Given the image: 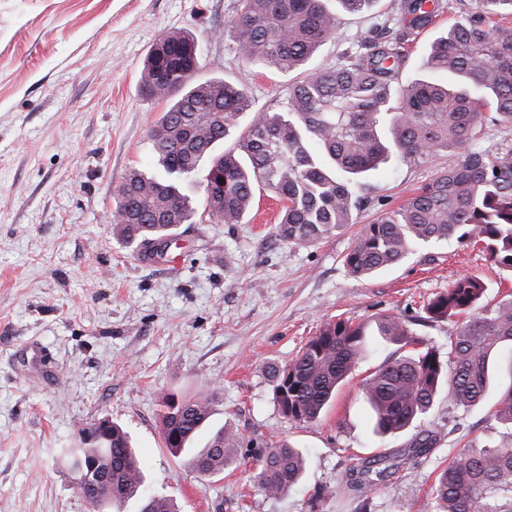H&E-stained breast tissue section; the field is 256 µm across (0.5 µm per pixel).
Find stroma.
<instances>
[{
  "mask_svg": "<svg viewBox=\"0 0 512 512\" xmlns=\"http://www.w3.org/2000/svg\"><path fill=\"white\" fill-rule=\"evenodd\" d=\"M412 43L403 81L418 78L428 42L448 30L457 0ZM237 0H0V512H91L73 483L65 451L77 432L107 418L129 432L145 474L144 493L174 497L181 512H309L321 486H336L350 464L394 454L410 434L372 433L364 378L395 350L380 337L339 387L321 418L295 423L274 398L270 370L291 362L323 322L383 316L409 321L417 337L447 346L456 321H430L422 302L466 273L487 299L512 297V271L482 244L418 246L370 278L343 264L364 224L398 208L438 169L448 150L394 164L368 179L369 205L355 223L307 246L276 233L280 202L256 189L242 223L197 214L181 225L165 257L139 255L117 232L116 188L132 168L152 171L147 134L167 108L140 89L143 63L166 31L191 34L202 52L196 79L247 89L254 108L278 109L303 70L244 62L227 20ZM378 0L345 16L309 69L334 64L387 10ZM307 68V69H308ZM37 345L56 375L45 387L24 378ZM213 392L216 425L245 437L284 439L306 458L301 480L273 497L248 465L213 476L172 454L160 429L166 395ZM490 406L468 415L440 394L428 415L437 444L419 466L400 469L370 492L372 512H437V472L469 446L501 443Z\"/></svg>",
  "mask_w": 512,
  "mask_h": 512,
  "instance_id": "obj_1",
  "label": "stroma"
}]
</instances>
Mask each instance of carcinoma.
<instances>
[{"instance_id": "cac0c4a2", "label": "carcinoma", "mask_w": 512, "mask_h": 512, "mask_svg": "<svg viewBox=\"0 0 512 512\" xmlns=\"http://www.w3.org/2000/svg\"><path fill=\"white\" fill-rule=\"evenodd\" d=\"M460 15L429 45L425 73L400 82L412 37L427 27L436 0H391L390 11L338 62L317 69L288 86L277 111L258 110L233 147L216 152L250 110L246 90L229 81L195 82L199 65L195 42L168 31L153 44L140 76L149 96L169 102L148 139L158 173L128 171L118 186L114 221L121 236L141 254L174 236L196 215L188 189L202 165L207 174L224 173V186L205 194V212L225 224H240L263 186L282 202L277 236L292 245L315 243L355 223L368 189L362 179L383 165L429 161L443 150L459 152L458 162L424 184L398 208L365 225L345 255L350 274L370 277L402 262L417 245L455 239L485 244L491 260L512 270V144L496 152L473 151L471 143L488 125L512 124V27L495 22L512 0H459ZM324 0H237L229 21L238 56L283 72L302 68L339 27ZM439 73L453 77L440 83ZM224 113L218 121L216 113ZM487 286L475 274L458 277L424 303L434 321L465 317L449 337L447 352L411 332L399 317L375 324L348 319L325 322L297 357L273 371L275 400L298 423L316 421L338 385L367 351V336H380L408 349L395 354L364 381L363 393L374 415V433L393 437L410 427L419 431L393 457L351 465L342 481L367 512L368 494L404 466L427 458L436 435L421 428L442 390L448 405L464 414L488 398L495 376L499 388L492 419L507 430L509 443L471 447L436 475L431 487L438 512H512V300L483 302ZM213 395L164 401L161 418L166 448L179 454L214 414ZM81 429L68 449L71 468L94 466L126 487L121 499L104 493L95 502L120 510L135 499L138 512H178L173 498L139 493L140 463L128 433L111 423L96 441ZM251 458L254 483L278 496L297 483L305 464L285 441H243L226 426L193 456L200 474L213 475L239 458Z\"/></svg>"}]
</instances>
